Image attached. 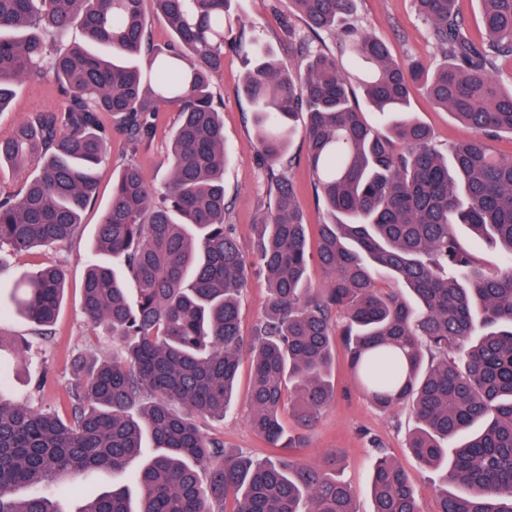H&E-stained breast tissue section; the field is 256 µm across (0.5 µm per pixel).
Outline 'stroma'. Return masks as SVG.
<instances>
[{
	"instance_id": "1",
	"label": "stroma",
	"mask_w": 512,
	"mask_h": 512,
	"mask_svg": "<svg viewBox=\"0 0 512 512\" xmlns=\"http://www.w3.org/2000/svg\"><path fill=\"white\" fill-rule=\"evenodd\" d=\"M286 0H233L231 26L225 32L224 68L212 80L211 90L221 106L224 120V189L229 203L226 217L244 251H251L253 227L261 223L272 204L269 195L267 164L260 155L254 128V108L243 95L241 86L248 63L233 47L234 41L260 36L263 43L281 59L294 52V37L306 30L304 21L288 13ZM357 18L367 29L391 48L395 58H419L437 64L441 55L432 44L427 27L415 14L411 0H358ZM413 110L427 125L440 148L464 138L467 131L448 112L436 107L423 94H416ZM173 112L160 113L153 140L130 155L121 141L112 143V159L97 177L95 202L83 214L78 238L66 244L39 247L24 254L0 251L9 280L20 279L47 264L62 266L67 274L64 304L49 342L39 341L30 325L11 316L0 321V367L8 381L0 387L5 398L45 409L63 408L66 388L72 379L71 362L75 355L105 356L112 352V342L101 338L89 343L91 334L81 313V287L86 265L92 256L91 243L101 214L112 195L114 173L129 160H136L153 188H161L169 177L166 162L168 128ZM307 150L302 137H295L289 150L292 166L289 175L297 200L310 226V239H317V226L323 214L314 192L307 165ZM268 284L262 270L251 268L249 281L240 301V325L243 336H252L265 315ZM335 398L322 411L306 447L293 449L294 459L303 465L320 464L331 450L344 457V479L357 495L359 512H372L370 469L373 441H380L388 453L413 479L425 512L435 505L438 477L423 469L405 446L416 426L410 405L384 411L375 407L353 380L344 354H337L333 375ZM224 441L227 449L242 452L255 460L270 456L271 450L250 428L245 403L227 413L223 422L208 428Z\"/></svg>"
}]
</instances>
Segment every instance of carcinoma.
Masks as SVG:
<instances>
[{
    "instance_id": "1",
    "label": "carcinoma",
    "mask_w": 512,
    "mask_h": 512,
    "mask_svg": "<svg viewBox=\"0 0 512 512\" xmlns=\"http://www.w3.org/2000/svg\"><path fill=\"white\" fill-rule=\"evenodd\" d=\"M412 2L443 56L434 67L394 59L353 23L355 0H288L311 33L343 37L336 54L300 39L302 75L239 44L254 56L242 91L274 196L253 254L269 308L247 341V263L224 224V126L211 90L230 0H0V114L17 83L56 85L0 134V171L35 167L17 191L0 179V245L20 254L73 240L112 137L134 152L152 140L157 113L176 112L162 196L132 161L97 227L94 253L122 259L137 291L130 302L125 280L89 261L81 310L112 355L78 360L63 415L0 398V512H64L66 478L121 472L140 457L138 496L126 485L89 490L77 512H358L351 487L328 474L336 452L303 468L256 462L201 427L234 404L247 354L251 428L275 452L296 447L301 434L288 435L282 411L301 430L315 426L333 396L338 338L371 403L412 405L407 448L442 471L433 512H512V159L491 146L512 134V84L498 75L512 59V0H479L480 42L456 0ZM154 16L172 34L163 51L150 41ZM75 23L109 55L62 47ZM352 74L384 124L366 119ZM415 89L469 135L440 149L413 115ZM299 133L326 216L322 288L308 287L307 224L285 161ZM459 224L501 252L497 268L462 248ZM379 267L394 287L379 286ZM65 283L48 266L11 286L7 310L47 340ZM375 448L372 512H425L402 467ZM29 487L37 492L18 494Z\"/></svg>"
}]
</instances>
